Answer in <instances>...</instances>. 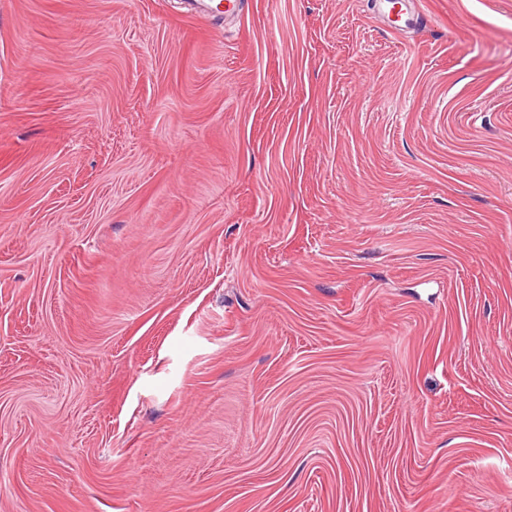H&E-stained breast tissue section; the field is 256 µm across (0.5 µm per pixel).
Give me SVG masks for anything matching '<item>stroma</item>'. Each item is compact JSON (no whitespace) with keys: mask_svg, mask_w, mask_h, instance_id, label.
<instances>
[{"mask_svg":"<svg viewBox=\"0 0 512 512\" xmlns=\"http://www.w3.org/2000/svg\"><path fill=\"white\" fill-rule=\"evenodd\" d=\"M0 0V512H512V0ZM377 9L386 15L393 32L401 33L410 29L415 20V10L410 0H377ZM392 16L394 18H392Z\"/></svg>","mask_w":512,"mask_h":512,"instance_id":"stroma-1","label":"stroma"}]
</instances>
